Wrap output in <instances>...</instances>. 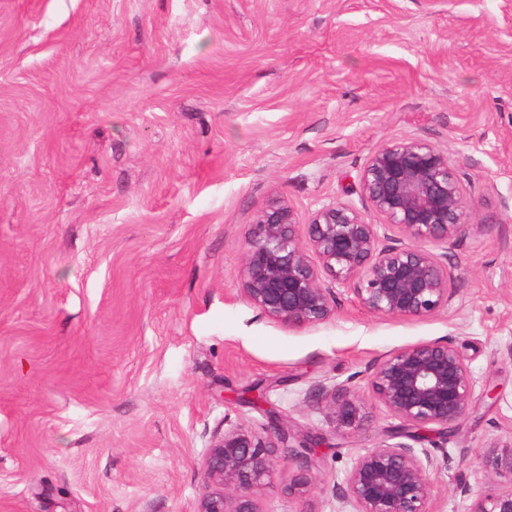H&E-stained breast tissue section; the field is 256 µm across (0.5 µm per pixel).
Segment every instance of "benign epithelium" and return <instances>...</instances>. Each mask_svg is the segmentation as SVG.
<instances>
[{"label": "benign epithelium", "instance_id": "7a95c632", "mask_svg": "<svg viewBox=\"0 0 512 512\" xmlns=\"http://www.w3.org/2000/svg\"><path fill=\"white\" fill-rule=\"evenodd\" d=\"M360 196L382 218L367 223L351 203H329L299 225L278 200L261 212L245 240L240 294L259 313L289 329L315 326L336 312L340 288L353 287L370 313L423 320L448 307L456 277L443 250L468 230V199L448 155L420 138L375 151L357 176ZM331 284L323 281V275ZM369 394L351 381L312 383L305 401L338 430L361 429L367 405L398 419L404 431L354 458L334 486V512H429L433 476L447 452L428 436H448L470 413L477 379L446 340L393 350L368 367ZM256 434L241 425L215 431L200 461L203 485L193 512H262L257 492L280 464L277 448L289 434L278 413ZM307 471L324 447L322 432L299 436ZM468 512H512V439L490 443L481 455Z\"/></svg>", "mask_w": 512, "mask_h": 512}]
</instances>
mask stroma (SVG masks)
<instances>
[{
    "instance_id": "35a3bbf8",
    "label": "stroma",
    "mask_w": 512,
    "mask_h": 512,
    "mask_svg": "<svg viewBox=\"0 0 512 512\" xmlns=\"http://www.w3.org/2000/svg\"><path fill=\"white\" fill-rule=\"evenodd\" d=\"M447 153L469 199L457 292L421 321L336 313L291 330L239 293L274 201L360 206L385 144ZM446 340L498 398L446 445L431 512H467L480 446L512 437V0H0V512H192L225 422L260 387L316 468L280 466L261 512H332L398 422L333 430L314 381ZM306 485H296L299 476ZM299 445V448H304L305 451L296 457V462L301 470L308 472L319 458L318 449L326 445L325 436L315 429L306 430L299 436Z\"/></svg>"
}]
</instances>
